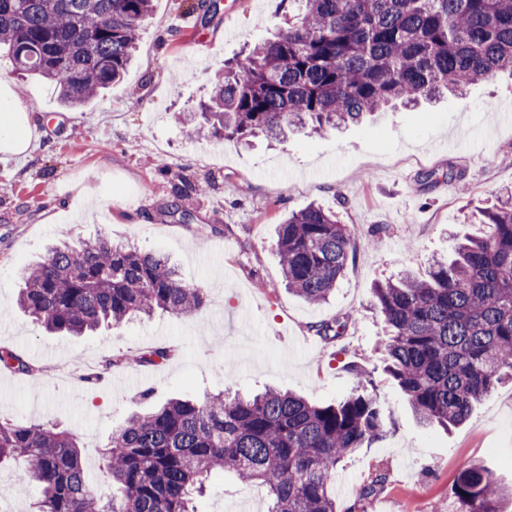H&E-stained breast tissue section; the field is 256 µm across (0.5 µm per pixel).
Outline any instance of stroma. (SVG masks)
<instances>
[{
    "mask_svg": "<svg viewBox=\"0 0 512 512\" xmlns=\"http://www.w3.org/2000/svg\"><path fill=\"white\" fill-rule=\"evenodd\" d=\"M195 0H153L136 61L124 78L85 105L63 107L51 84L17 76L0 49V82L20 95L36 125L27 155L0 156V347L23 353L36 375L0 370V420L57 424L81 447L87 484L106 496L102 447L112 428L171 396L201 398L225 389L267 387L327 404L356 385L351 366L369 370L393 428L336 469V512H456V474L476 462L512 484V381L503 380L463 424H418L384 371V321L373 307L377 282L403 272L426 276L449 256L475 206L512 190V122L496 107L512 103V76L480 80L463 98L376 113L357 125L249 143L191 134L182 115L209 98L215 75L271 38L286 0H218L207 16ZM433 171L438 181H425ZM460 175L467 193L450 186ZM206 186L189 217L177 194ZM239 192H231V185ZM90 195L70 206L80 187ZM319 204L336 212L355 248L327 301L288 293L273 242L288 213ZM71 212V220L47 223ZM100 235L167 256L181 276L204 288L209 306L194 317L156 312L86 336L47 333L15 304L23 270L60 233ZM346 321L327 340L316 328ZM169 348L156 366L113 368L96 385L72 372L98 369L104 356ZM383 478L382 489L363 497ZM38 490L23 465L0 466V512H30ZM267 512L263 487L232 475L209 478L198 512Z\"/></svg>",
    "mask_w": 512,
    "mask_h": 512,
    "instance_id": "obj_1",
    "label": "stroma"
}]
</instances>
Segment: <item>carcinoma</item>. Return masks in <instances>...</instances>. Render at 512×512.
Instances as JSON below:
<instances>
[{
    "mask_svg": "<svg viewBox=\"0 0 512 512\" xmlns=\"http://www.w3.org/2000/svg\"><path fill=\"white\" fill-rule=\"evenodd\" d=\"M295 14L215 83L207 125L215 138H285L292 126L358 124L388 105L464 95L480 79L512 74V0H292ZM151 0H0V46L13 67L55 86L76 107L120 80ZM484 227L420 279L373 289L387 326V370L427 426L464 423L504 376L512 379V195L471 213ZM274 247L288 290L328 299L354 241L349 225L319 205L288 214ZM17 305L53 333L81 336L161 310L196 316L204 289L174 265L106 236L62 241L23 275ZM126 358L107 357L93 383ZM0 368L29 375L21 354L0 348ZM345 399L310 403L290 391L170 398L112 430L103 448L112 497L86 483L77 436L55 425L0 422V465L23 461L39 490L31 512H197L217 472L268 488V512H336L338 464L382 440L389 416L377 387L350 367ZM457 512H502L512 488L483 464L453 481Z\"/></svg>",
    "mask_w": 512,
    "mask_h": 512,
    "instance_id": "carcinoma-1",
    "label": "carcinoma"
}]
</instances>
